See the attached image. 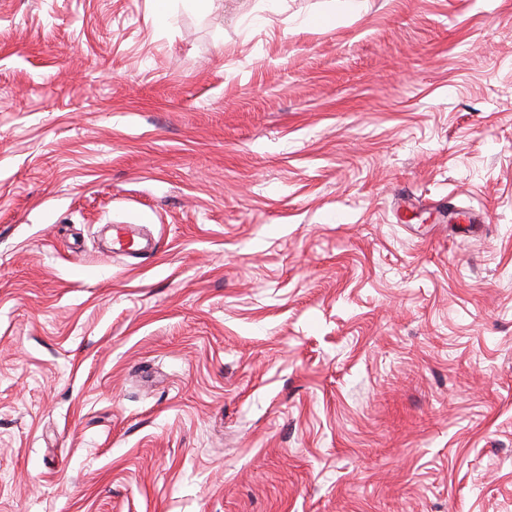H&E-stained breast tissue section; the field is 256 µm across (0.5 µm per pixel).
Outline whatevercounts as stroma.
I'll use <instances>...</instances> for the list:
<instances>
[{
  "instance_id": "stroma-1",
  "label": "stroma",
  "mask_w": 512,
  "mask_h": 512,
  "mask_svg": "<svg viewBox=\"0 0 512 512\" xmlns=\"http://www.w3.org/2000/svg\"><path fill=\"white\" fill-rule=\"evenodd\" d=\"M158 2L0 0V512H512V0ZM112 248L113 250L128 249L145 253L154 250L150 242L138 239L128 232V226L120 224H116L112 228Z\"/></svg>"
}]
</instances>
